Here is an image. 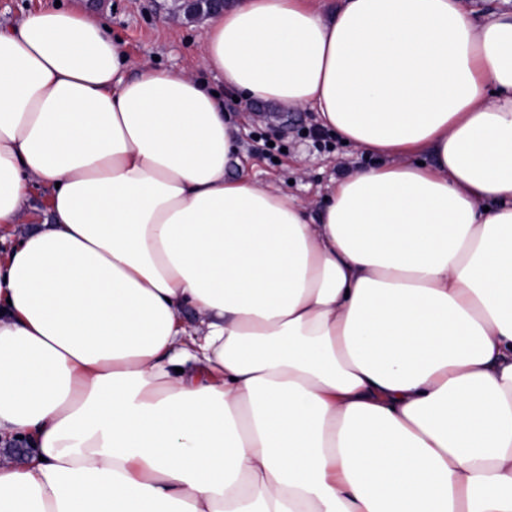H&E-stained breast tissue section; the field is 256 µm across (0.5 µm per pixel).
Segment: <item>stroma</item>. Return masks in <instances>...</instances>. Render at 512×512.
Instances as JSON below:
<instances>
[{"mask_svg": "<svg viewBox=\"0 0 512 512\" xmlns=\"http://www.w3.org/2000/svg\"><path fill=\"white\" fill-rule=\"evenodd\" d=\"M169 5L170 0H103L97 12L112 36L141 63L195 69L200 29L174 19ZM224 109L238 129L240 143V161L230 165L227 176L248 174L315 201L331 178L367 163L362 152L322 130L313 112L280 111L258 101L244 105L229 93Z\"/></svg>", "mask_w": 512, "mask_h": 512, "instance_id": "stroma-1", "label": "stroma"}]
</instances>
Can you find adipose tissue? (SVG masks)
<instances>
[{
	"label": "adipose tissue",
	"instance_id": "obj_1",
	"mask_svg": "<svg viewBox=\"0 0 512 512\" xmlns=\"http://www.w3.org/2000/svg\"><path fill=\"white\" fill-rule=\"evenodd\" d=\"M201 29L206 80L79 8L0 26V512H512V13ZM215 79L377 163L226 178ZM28 205L30 212V222L28 224L48 223L50 220V211L45 192L37 190L31 193Z\"/></svg>",
	"mask_w": 512,
	"mask_h": 512
}]
</instances>
